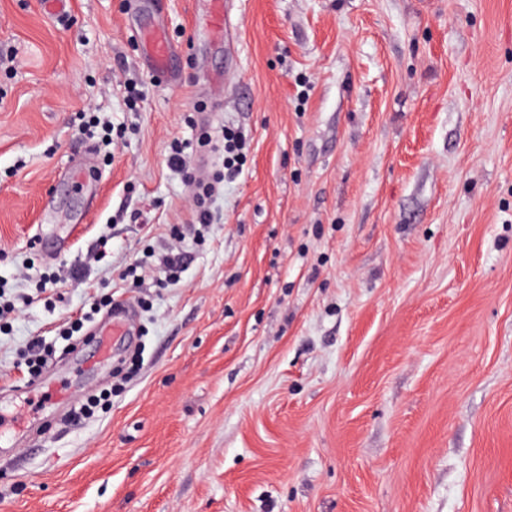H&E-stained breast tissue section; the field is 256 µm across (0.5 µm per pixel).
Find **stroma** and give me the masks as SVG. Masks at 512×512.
Here are the masks:
<instances>
[{
    "label": "stroma",
    "instance_id": "1",
    "mask_svg": "<svg viewBox=\"0 0 512 512\" xmlns=\"http://www.w3.org/2000/svg\"><path fill=\"white\" fill-rule=\"evenodd\" d=\"M223 3L0 0V283L111 247L0 333V407L46 428L0 454V512H512V0ZM175 140L221 182L197 234ZM176 248L177 283L112 274ZM98 292L131 334L24 390L20 350ZM63 388L112 398L75 423ZM246 141L243 135L231 129L224 130V170L239 173ZM241 165V164H240Z\"/></svg>",
    "mask_w": 512,
    "mask_h": 512
}]
</instances>
